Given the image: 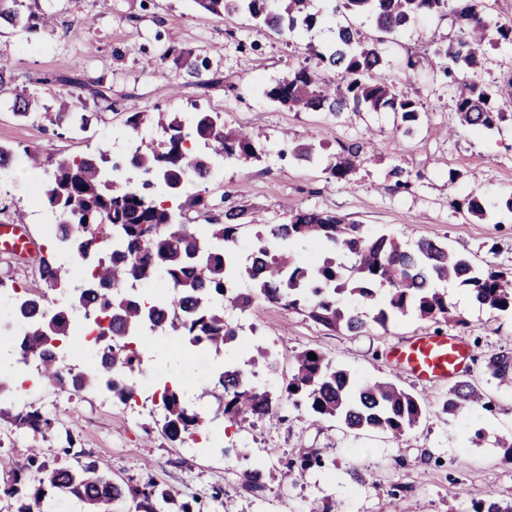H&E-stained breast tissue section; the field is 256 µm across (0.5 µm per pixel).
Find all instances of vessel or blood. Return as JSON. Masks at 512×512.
<instances>
[{"label": "vessel or blood", "instance_id": "1", "mask_svg": "<svg viewBox=\"0 0 512 512\" xmlns=\"http://www.w3.org/2000/svg\"><path fill=\"white\" fill-rule=\"evenodd\" d=\"M34 243L22 225L0 226V251L31 255ZM389 356L393 367L433 383L456 377L467 367L468 352L459 337L450 335L415 336L394 346Z\"/></svg>", "mask_w": 512, "mask_h": 512}]
</instances>
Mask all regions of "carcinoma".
<instances>
[{"mask_svg": "<svg viewBox=\"0 0 512 512\" xmlns=\"http://www.w3.org/2000/svg\"><path fill=\"white\" fill-rule=\"evenodd\" d=\"M458 23L457 37L439 44L433 59L450 86L456 88L454 112L462 126L492 130L512 120V113L497 107L512 100V78L482 83L475 73L483 62V45L490 29L512 43V22L502 23L483 14L476 0H342L343 10L374 18L376 29L390 35L419 16H444L450 2ZM205 18L247 12L258 24L286 38L300 27L322 21L314 0H192ZM37 31L48 25L44 10L26 0H0V23ZM329 50L315 52L311 61L290 71L269 86L266 95L294 112L328 111L339 116L346 110L377 112L390 108L405 122L419 118V103L396 91L384 72L378 38L370 44L358 31L339 25L331 30ZM168 52L191 73L208 68L192 62L172 43ZM463 69L469 78L459 77ZM8 63L0 61V90L9 88L11 109L20 118L43 115L45 105L35 91L11 87ZM91 116L81 112L56 113L55 124L83 131ZM160 141L140 140L126 165L109 164L100 151L79 158L51 159L38 147L23 153L33 170L52 167L41 182L39 197L56 217L53 225L58 251L70 257L64 264L54 255L41 257L39 272L46 286L65 293L66 302L51 309L40 295L14 293L12 306L24 317L14 344L25 358L36 362L46 385L66 386L76 392L100 388L122 403L134 400L135 390L125 376L141 370L142 354L136 348L144 336L161 333L171 341L216 356L238 339L224 320V308L247 311L257 299L285 309H304L315 323L334 331L358 333L367 322L343 308L336 296L348 291L374 310L373 321L382 327L407 315L435 323L465 324L448 304L442 285L456 282L480 305L496 313L512 314V270L486 271L469 258L430 240L416 247L404 245L391 234L368 235L361 225L348 223L331 211L298 210L283 224H268L251 247L253 260L242 266L228 244L237 243L240 230L260 223L246 206L215 211L200 193L186 191L192 181H208L226 161L257 157L254 137L224 125L218 114L199 110L184 117L172 112L159 121ZM362 154L358 143L342 147L327 166L333 179L344 180ZM459 207L482 218L487 204L475 194L466 195ZM206 212L207 223H189L190 212ZM351 260L347 265L336 257ZM247 279L252 287H238ZM387 287L383 298L376 286ZM98 325L97 363L78 369L56 355L55 342L80 334L73 321ZM294 372L285 393L293 405L304 406L315 421L334 420L349 430H378L401 439L423 417L425 408L408 391L391 381L356 379L334 366L323 354L309 359L303 350L291 356ZM276 359L262 351L244 365L227 363L212 378L221 392V412L235 422H256L279 416V405L259 385V378L276 371ZM486 369L499 384L512 387V349L486 360ZM164 412L162 437L182 447L214 422L187 406L175 386L159 395ZM17 394L0 378V417L18 429L46 435L54 422L31 406H17ZM490 404L472 383L461 379L448 388L442 409L456 416L478 403ZM44 471L36 486L22 489L24 471ZM13 481L0 493L15 499V512H43L47 490L70 494L84 503L86 512H113L127 499L140 512H192L191 505L166 489L150 484L116 483L96 459L74 469L51 468L34 457L12 466Z\"/></svg>", "mask_w": 512, "mask_h": 512, "instance_id": "carcinoma-1", "label": "carcinoma"}]
</instances>
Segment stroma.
<instances>
[{"label":"stroma","instance_id":"1","mask_svg":"<svg viewBox=\"0 0 512 512\" xmlns=\"http://www.w3.org/2000/svg\"><path fill=\"white\" fill-rule=\"evenodd\" d=\"M54 16L52 26L30 34L0 28V60L9 61L17 85L36 89L48 107L61 100L91 112L86 131L73 133L45 119H23L10 108L9 92L0 93V145L18 155L9 172L0 173V225L25 214V229L35 243L31 256L0 253V281L59 304L38 273L40 257L55 253L44 208L34 207L41 179L28 166L25 146L39 144L52 157H79L96 149L127 155L126 118L134 112H220L226 125L259 132L260 160L226 164L218 179L189 184L217 207L245 205L265 223L287 222L301 209L329 210L362 225L370 234L387 233L408 246L422 240L447 245L475 264L512 268V213L501 203L512 196V123L493 130H458L454 91L425 59L435 43L454 39L452 17L411 22L386 38L380 50L385 73L399 92L420 102L417 121L402 123L389 110L291 112L270 100L265 87L299 66L309 47L326 50L323 26L298 29L281 38L256 25L248 14L205 18L191 0H40ZM207 60L209 68L190 75L163 52L170 39ZM419 64L407 69V57ZM100 80L110 86V101L92 99L68 80ZM366 146L364 162L348 180L336 181L328 163L351 143ZM313 145V162L295 159L296 144ZM401 166L410 189L396 188L390 171ZM492 206L485 219L470 216L456 203L468 193ZM448 302L464 325L434 323L414 316L369 322L361 333L333 332L306 314L263 301L248 311H226L239 332L226 358L241 362L264 347L279 355L277 374L265 386L279 392L293 352L314 349L355 378L391 379L426 406L420 422L402 441L384 433L352 431L342 423H312L286 407L280 417L262 422L215 420L212 434L220 446L170 447L156 426L161 406L154 394L158 380L179 381L195 408L213 413L218 401L210 392L220 358L171 345L168 337H148L149 360L137 403L103 401L96 391L69 395L50 387L24 396L55 422L49 438L24 432L0 418V458L24 464L30 448L45 464L71 467L97 458L109 466L113 481L172 488L193 501L195 512H472L476 502L512 499V469L500 460L498 438L512 435V390L497 387L485 360L512 348V315L489 311L459 285H447ZM461 337L468 352L465 371L491 402L453 417L439 405L448 383L424 384L389 366L387 355L399 341L427 333ZM484 429L485 439L471 437ZM74 447H67L66 436ZM304 446L323 462L306 471L294 465V450ZM258 470L264 488L250 492L243 474Z\"/></svg>","mask_w":512,"mask_h":512}]
</instances>
